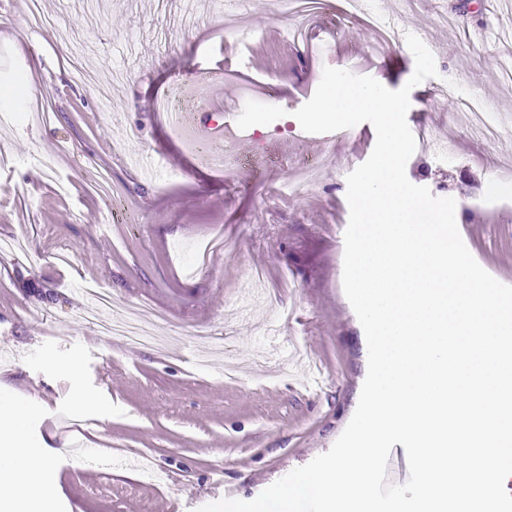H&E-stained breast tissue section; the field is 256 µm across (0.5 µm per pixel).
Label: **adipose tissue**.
Returning <instances> with one entry per match:
<instances>
[{
  "mask_svg": "<svg viewBox=\"0 0 512 512\" xmlns=\"http://www.w3.org/2000/svg\"><path fill=\"white\" fill-rule=\"evenodd\" d=\"M26 423L19 407L0 403V512H52L40 480L48 459L30 447Z\"/></svg>",
  "mask_w": 512,
  "mask_h": 512,
  "instance_id": "obj_1",
  "label": "adipose tissue"
}]
</instances>
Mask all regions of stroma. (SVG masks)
<instances>
[{
  "label": "stroma",
  "mask_w": 512,
  "mask_h": 512,
  "mask_svg": "<svg viewBox=\"0 0 512 512\" xmlns=\"http://www.w3.org/2000/svg\"><path fill=\"white\" fill-rule=\"evenodd\" d=\"M53 25L26 28L29 0H0V87L26 80L34 102L0 128V401L27 408L53 512H198L253 499L328 451L350 422L368 369L364 330L343 289L346 177L370 156V123L305 132L294 113L324 67L391 90L415 62L399 31L433 53L437 77L410 92L412 133L432 127L452 149L416 148L408 179L456 201L460 236L512 285V0H378L348 16L320 0L303 17L279 0L233 12L218 0H41ZM113 75L101 106L94 74L73 80L75 48ZM243 56L214 89L233 151L255 152L237 119L245 85L284 117L263 126L276 155L231 174L202 166L153 102L194 96L200 72ZM479 101L498 138L461 120ZM322 147L327 165L286 176ZM165 155L179 172L151 166ZM54 161L43 172L39 159ZM109 178L106 192L93 183ZM258 290L245 293L253 271ZM136 309L162 347L102 334L90 288ZM78 362L71 377L59 362ZM95 405L79 412V394Z\"/></svg>",
  "instance_id": "stroma-1"
}]
</instances>
